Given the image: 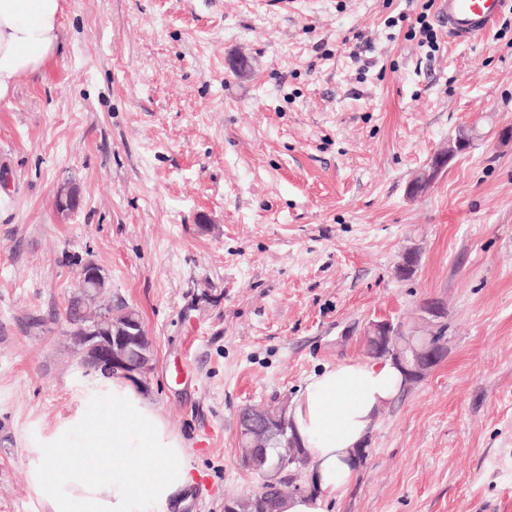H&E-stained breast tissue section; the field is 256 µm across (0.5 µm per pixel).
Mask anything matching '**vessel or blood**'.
Masks as SVG:
<instances>
[{
	"label": "vessel or blood",
	"instance_id": "vessel-or-blood-1",
	"mask_svg": "<svg viewBox=\"0 0 512 512\" xmlns=\"http://www.w3.org/2000/svg\"><path fill=\"white\" fill-rule=\"evenodd\" d=\"M507 0H439L438 18L458 41L482 35L498 20Z\"/></svg>",
	"mask_w": 512,
	"mask_h": 512
}]
</instances>
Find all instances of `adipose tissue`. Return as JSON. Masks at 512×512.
Here are the masks:
<instances>
[{
    "label": "adipose tissue",
    "instance_id": "adipose-tissue-1",
    "mask_svg": "<svg viewBox=\"0 0 512 512\" xmlns=\"http://www.w3.org/2000/svg\"><path fill=\"white\" fill-rule=\"evenodd\" d=\"M61 0H0V102L60 41ZM402 389L386 360L344 362L310 375L288 411L319 494L284 512H323L355 475L353 452L379 408ZM187 446L122 374L85 385L77 410L27 439L28 479L45 512H169L192 481Z\"/></svg>",
    "mask_w": 512,
    "mask_h": 512
}]
</instances>
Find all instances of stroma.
Returning <instances> with one entry per match:
<instances>
[{"label":"stroma","mask_w":512,"mask_h":512,"mask_svg":"<svg viewBox=\"0 0 512 512\" xmlns=\"http://www.w3.org/2000/svg\"><path fill=\"white\" fill-rule=\"evenodd\" d=\"M62 6L57 55L0 102V512H43L26 439L90 378L67 320L89 262L151 342L132 383L187 444L180 512L257 489L242 407L367 360L368 325L428 298L444 357L379 409L326 512H512V0L469 43L438 0ZM463 127L472 148L408 197Z\"/></svg>","instance_id":"obj_1"}]
</instances>
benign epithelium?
I'll return each mask as SVG.
<instances>
[{"instance_id":"7a95c632","label":"benign epithelium","mask_w":512,"mask_h":512,"mask_svg":"<svg viewBox=\"0 0 512 512\" xmlns=\"http://www.w3.org/2000/svg\"><path fill=\"white\" fill-rule=\"evenodd\" d=\"M470 147V139L465 135H459L448 142V146L437 150L430 157L427 169L410 186V194L414 195L428 188L451 159L468 151ZM100 280H102V274L97 267H85L79 274L77 287L85 290L95 286ZM144 338L145 334L142 331L134 336L112 331L106 324V317L101 315L92 325L85 328V336L80 341L82 347L80 363L87 370L98 372L107 378L118 372L127 376L146 375L152 367V355L143 349ZM440 355L441 352L431 349L419 352V361L414 368L402 369L406 381L423 377L424 371L434 366ZM239 424L247 447L275 446L282 449V461L291 460L292 443L286 436L284 419L254 407L241 413Z\"/></svg>"}]
</instances>
